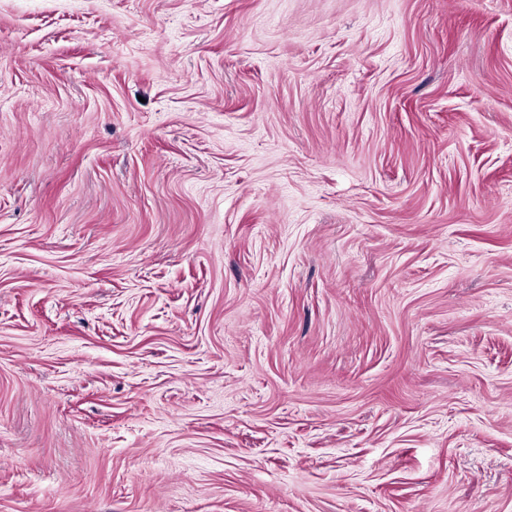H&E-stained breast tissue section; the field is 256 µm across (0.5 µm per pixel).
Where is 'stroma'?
Wrapping results in <instances>:
<instances>
[{
    "instance_id": "1",
    "label": "stroma",
    "mask_w": 512,
    "mask_h": 512,
    "mask_svg": "<svg viewBox=\"0 0 512 512\" xmlns=\"http://www.w3.org/2000/svg\"><path fill=\"white\" fill-rule=\"evenodd\" d=\"M0 512H512V0H0Z\"/></svg>"
}]
</instances>
